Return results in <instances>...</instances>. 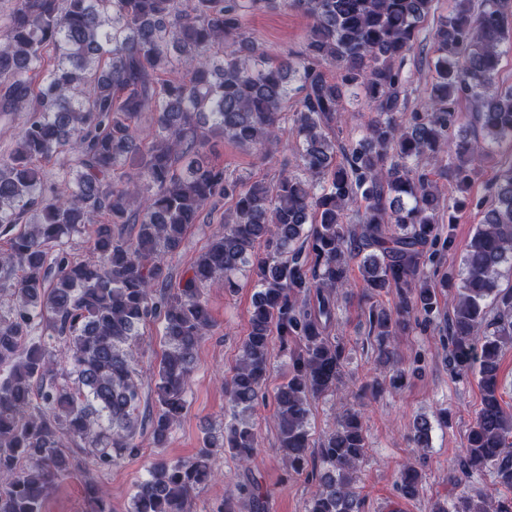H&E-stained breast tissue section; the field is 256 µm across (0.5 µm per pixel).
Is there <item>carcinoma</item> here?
Listing matches in <instances>:
<instances>
[{
  "label": "carcinoma",
  "mask_w": 512,
  "mask_h": 512,
  "mask_svg": "<svg viewBox=\"0 0 512 512\" xmlns=\"http://www.w3.org/2000/svg\"><path fill=\"white\" fill-rule=\"evenodd\" d=\"M282 5L306 14L304 49L276 59L252 36L248 14ZM435 0H15L0 18V118L27 113L13 149L0 153V226L38 220L0 253V512H42L44 498L72 461L67 437L91 441L109 467L144 421L156 447L182 417L200 341L212 327L205 288L236 287L251 273L256 292L242 355L224 392L232 420L188 459H154L128 512H190L200 485L216 478L221 448L242 465L255 453L244 417L264 394L272 346L288 354L286 381L274 394V419L288 472L310 471L317 485L306 512H360L354 470L365 455L361 413L347 409L317 446L311 402L343 378L345 345L332 335L338 302L360 260L372 296L395 291L396 310L371 306V345L399 388L416 367L395 359L392 341L423 316H440L431 282L454 244L453 215L427 158L466 193L486 159H498L482 220L452 286L443 345L457 380L479 376L481 407L465 452L448 468L455 486L489 478L494 493L461 490L429 512H512V412L499 398L498 360L512 336V85L496 82L501 48L512 46V0H456L431 30ZM434 72L427 96L411 101L405 65L424 52ZM56 51L47 66L44 52ZM176 73L172 80L160 75ZM362 94L375 115L357 136L340 138L343 101ZM471 105L479 133L468 135L460 105ZM153 114L145 136L136 121ZM291 124L298 169L273 183L233 177L205 150L221 135L270 153ZM70 150L72 185L45 187L37 166ZM222 200L224 228L175 281L167 258ZM95 225L91 260L65 241ZM165 349L153 370L154 406L144 413L133 347L149 324ZM64 350L53 358L43 336ZM67 365L75 386L55 384ZM431 425L413 424L416 447ZM421 485L411 466L399 473L402 496ZM94 512H112L92 482ZM213 512H269L258 487L226 498Z\"/></svg>",
  "instance_id": "1"
}]
</instances>
